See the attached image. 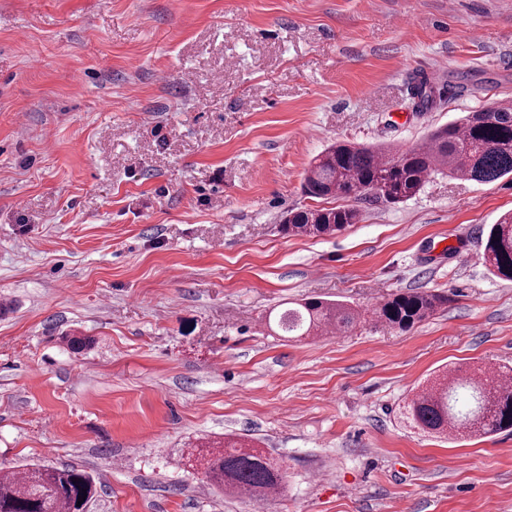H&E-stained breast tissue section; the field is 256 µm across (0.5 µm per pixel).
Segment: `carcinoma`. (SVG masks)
<instances>
[{
	"mask_svg": "<svg viewBox=\"0 0 512 512\" xmlns=\"http://www.w3.org/2000/svg\"><path fill=\"white\" fill-rule=\"evenodd\" d=\"M435 175L477 183L512 176V102L466 112L407 149L338 140L313 160L304 188L319 199L373 195L401 204L418 195ZM358 221L359 212L350 206L300 208L286 214L282 229L291 235L320 237ZM483 256L491 275L512 281V212L490 225ZM446 304L445 292H403L373 315L391 329L408 332ZM358 319V310L347 303L310 298L281 312L277 326L289 336H314L327 328L348 331ZM400 415L411 428L437 437L510 431L512 388L496 386L484 372L449 369L414 392ZM197 452L206 481L230 494L264 501L282 489L281 466L261 448L227 437L224 448ZM80 496L85 498L81 504ZM97 496L95 478L73 465L34 464L18 473L0 470V512H89Z\"/></svg>",
	"mask_w": 512,
	"mask_h": 512,
	"instance_id": "carcinoma-1",
	"label": "carcinoma"
}]
</instances>
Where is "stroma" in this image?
I'll return each instance as SVG.
<instances>
[{
  "mask_svg": "<svg viewBox=\"0 0 512 512\" xmlns=\"http://www.w3.org/2000/svg\"><path fill=\"white\" fill-rule=\"evenodd\" d=\"M501 100L512 0H0V463L91 472L89 512H512V434L398 418L443 370L512 366V281L483 261L512 179L280 230L320 206L302 180L330 141L405 149ZM409 291L450 300L406 333L369 318ZM307 297L365 317L271 335ZM228 434L279 495L203 482L188 449ZM359 221V212L350 206L300 208L288 211L282 229L291 235L329 236Z\"/></svg>",
  "mask_w": 512,
  "mask_h": 512,
  "instance_id": "35a3bbf8",
  "label": "stroma"
}]
</instances>
